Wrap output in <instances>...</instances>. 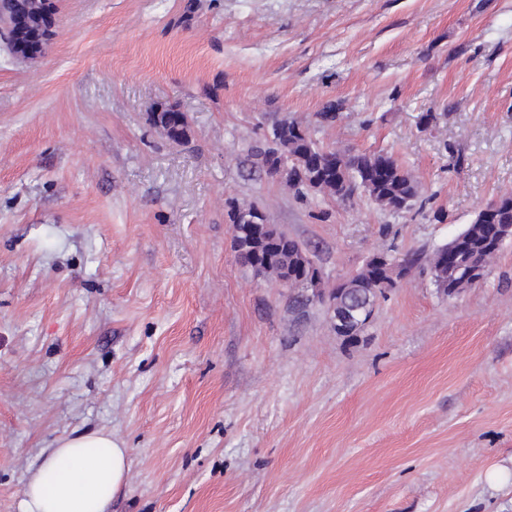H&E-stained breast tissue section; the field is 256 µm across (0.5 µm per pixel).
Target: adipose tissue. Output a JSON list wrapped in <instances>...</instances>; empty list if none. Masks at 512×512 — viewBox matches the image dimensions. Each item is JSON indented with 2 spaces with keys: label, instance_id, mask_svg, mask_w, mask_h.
Returning <instances> with one entry per match:
<instances>
[{
  "label": "adipose tissue",
  "instance_id": "adipose-tissue-1",
  "mask_svg": "<svg viewBox=\"0 0 512 512\" xmlns=\"http://www.w3.org/2000/svg\"><path fill=\"white\" fill-rule=\"evenodd\" d=\"M127 470L128 451L111 432L63 437L31 470L21 512H112Z\"/></svg>",
  "mask_w": 512,
  "mask_h": 512
}]
</instances>
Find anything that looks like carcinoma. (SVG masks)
<instances>
[{
    "label": "carcinoma",
    "mask_w": 512,
    "mask_h": 512,
    "mask_svg": "<svg viewBox=\"0 0 512 512\" xmlns=\"http://www.w3.org/2000/svg\"><path fill=\"white\" fill-rule=\"evenodd\" d=\"M175 111L165 108L151 113L154 125L166 135L179 141L188 136V126L174 121ZM261 164L274 175H281L285 184L301 194L305 191L327 193L348 199L359 191L368 194L377 204L395 212L408 211L419 194V185L413 176L389 153L346 154L319 145L307 130L295 121L274 125L267 137V146L260 151ZM246 212L256 217L249 226L237 221ZM229 217L238 247H247L242 257L246 264L253 263L257 254L276 258L271 275L279 269H288V276L299 280L308 276V254L298 242L277 232L264 211L256 206L240 207L230 204ZM512 224V196L503 195L497 202L480 209L472 222L458 234L462 248L455 253L448 246L438 248L431 265H444V271L457 287H471L467 277V264L474 256L491 260L495 256L490 248L497 233L496 225ZM351 282L361 293L357 303H376L385 290L393 287L394 280L388 269L368 261Z\"/></svg>",
    "instance_id": "carcinoma-1"
}]
</instances>
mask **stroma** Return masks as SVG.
<instances>
[{"mask_svg": "<svg viewBox=\"0 0 512 512\" xmlns=\"http://www.w3.org/2000/svg\"><path fill=\"white\" fill-rule=\"evenodd\" d=\"M282 121L392 154L414 207L297 196L256 156ZM506 192L512 0H56L40 58L0 34V512L101 429L112 512H512V242L452 297L427 263ZM233 202L329 289L422 264L349 342L238 258ZM176 113L173 107L162 109L160 112H152L151 121L155 126L162 128L170 139L179 141L188 136L189 130L186 124L174 121L173 116Z\"/></svg>", "mask_w": 512, "mask_h": 512, "instance_id": "1", "label": "stroma"}]
</instances>
